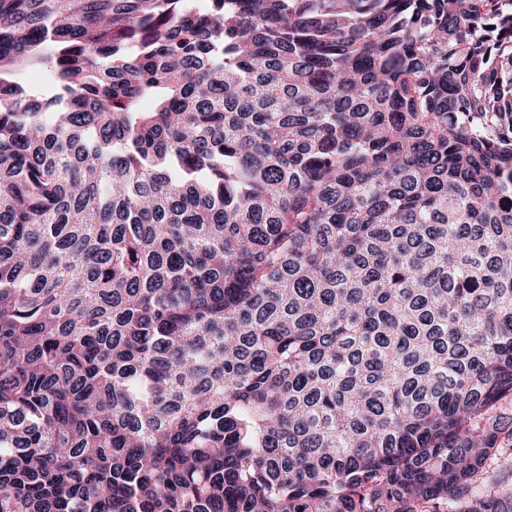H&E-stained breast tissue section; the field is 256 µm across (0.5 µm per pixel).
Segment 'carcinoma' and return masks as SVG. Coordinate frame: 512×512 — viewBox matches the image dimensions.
Here are the masks:
<instances>
[{"label": "carcinoma", "instance_id": "carcinoma-1", "mask_svg": "<svg viewBox=\"0 0 512 512\" xmlns=\"http://www.w3.org/2000/svg\"><path fill=\"white\" fill-rule=\"evenodd\" d=\"M0 512H512V0H0Z\"/></svg>", "mask_w": 512, "mask_h": 512}]
</instances>
